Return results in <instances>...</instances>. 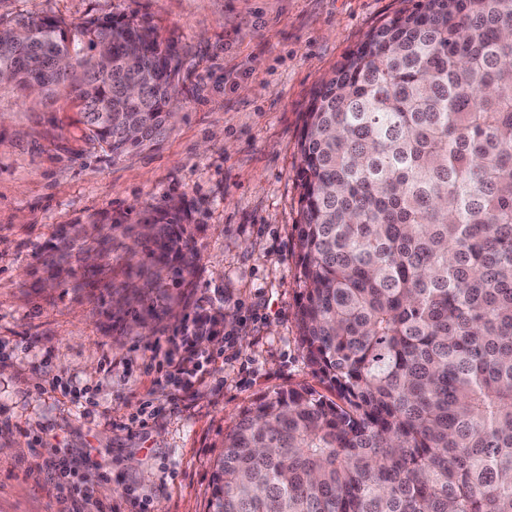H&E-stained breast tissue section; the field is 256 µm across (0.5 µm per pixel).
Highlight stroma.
I'll return each instance as SVG.
<instances>
[{
	"label": "stroma",
	"instance_id": "stroma-1",
	"mask_svg": "<svg viewBox=\"0 0 512 512\" xmlns=\"http://www.w3.org/2000/svg\"><path fill=\"white\" fill-rule=\"evenodd\" d=\"M411 0H0V20L137 13L185 45L172 130L115 159L86 141L65 95L0 88V512H67L43 465L76 458L103 512H207L214 461L256 398L320 380L294 316L297 147L319 80ZM175 197L198 224L192 287L155 285L130 257L145 207ZM124 216L111 274L72 253L54 286L42 261L61 228ZM140 298L112 308L106 281ZM218 315L223 358L191 387L155 368L159 340L195 310Z\"/></svg>",
	"mask_w": 512,
	"mask_h": 512
}]
</instances>
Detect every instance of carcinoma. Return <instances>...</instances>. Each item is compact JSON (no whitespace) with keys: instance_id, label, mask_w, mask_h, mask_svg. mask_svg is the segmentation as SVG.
Segmentation results:
<instances>
[{"instance_id":"carcinoma-1","label":"carcinoma","mask_w":512,"mask_h":512,"mask_svg":"<svg viewBox=\"0 0 512 512\" xmlns=\"http://www.w3.org/2000/svg\"><path fill=\"white\" fill-rule=\"evenodd\" d=\"M185 48L134 13L0 21V85L76 103L119 158L163 141ZM306 384L224 433L208 512H512V0H417L320 80L298 142ZM181 201L139 238L199 269ZM79 225L44 257L60 285Z\"/></svg>"}]
</instances>
